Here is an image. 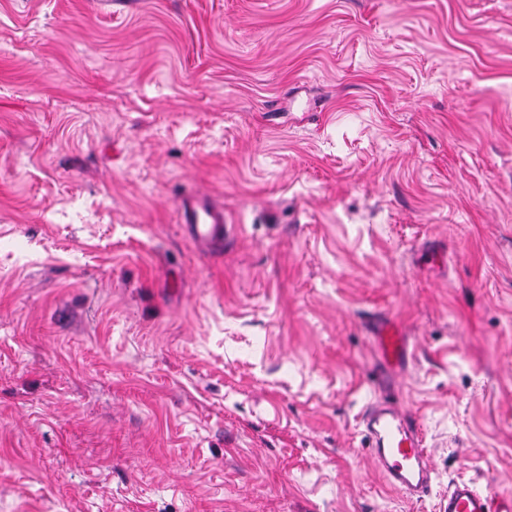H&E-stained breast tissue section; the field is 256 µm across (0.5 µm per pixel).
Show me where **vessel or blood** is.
<instances>
[{"mask_svg":"<svg viewBox=\"0 0 512 512\" xmlns=\"http://www.w3.org/2000/svg\"><path fill=\"white\" fill-rule=\"evenodd\" d=\"M176 209L181 223L186 224L197 241L208 243L229 233L223 207L208 194L186 193L178 200ZM374 338L385 366L404 360L407 339L397 323H378ZM362 425L369 454L386 483L411 499L429 495L434 468L416 414L386 394L367 408ZM443 512H512V498L496 495L471 479L455 481L448 487Z\"/></svg>","mask_w":512,"mask_h":512,"instance_id":"1","label":"vessel or blood"}]
</instances>
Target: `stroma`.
Segmentation results:
<instances>
[{"label":"stroma","mask_w":512,"mask_h":512,"mask_svg":"<svg viewBox=\"0 0 512 512\" xmlns=\"http://www.w3.org/2000/svg\"><path fill=\"white\" fill-rule=\"evenodd\" d=\"M234 227L203 248L175 202ZM393 371L435 468L359 419ZM512 495V0H0V512ZM378 352L385 366L400 364L406 354L407 339L400 326L392 321H382L374 330ZM391 392L372 403L362 418L363 439L381 476L410 499L429 495L434 468L417 415L391 400Z\"/></svg>","instance_id":"stroma-1"}]
</instances>
